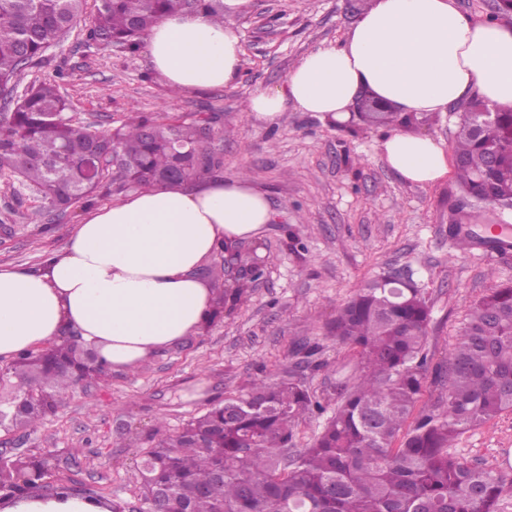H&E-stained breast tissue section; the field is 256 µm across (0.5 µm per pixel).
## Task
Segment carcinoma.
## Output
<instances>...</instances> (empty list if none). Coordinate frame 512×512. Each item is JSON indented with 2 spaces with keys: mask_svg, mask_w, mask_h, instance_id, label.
Here are the masks:
<instances>
[{
  "mask_svg": "<svg viewBox=\"0 0 512 512\" xmlns=\"http://www.w3.org/2000/svg\"><path fill=\"white\" fill-rule=\"evenodd\" d=\"M86 0H0V86L27 67L47 63V44L84 20ZM86 41L130 52L163 16L204 14L224 21V0H94ZM60 70L29 86L0 118V175L42 192L34 218L85 206L98 192L120 196L148 187L181 188L221 172L220 116L201 120L129 112L103 132L65 115ZM430 115L384 108L359 113L376 128H411ZM461 198L492 206L512 201V112L483 101L465 104L454 139ZM448 198V237L462 209ZM253 280L224 289L218 309L247 301ZM430 309L420 290L384 278L368 281L346 302L328 333L362 356L360 374L336 385V407L312 447L288 449L299 420L326 406L290 375L255 383L160 440L144 457L143 501L162 492V512H500L503 478L448 453L454 440L512 411V282L477 299L448 360L434 380L447 387L440 404L412 417L429 369ZM66 340L47 355L21 353L6 372L21 389L13 419L27 425L61 407L67 391L105 375ZM408 430H403L409 418ZM52 452L0 460L8 500L49 487Z\"/></svg>",
  "mask_w": 512,
  "mask_h": 512,
  "instance_id": "1",
  "label": "carcinoma"
}]
</instances>
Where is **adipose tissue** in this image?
Here are the masks:
<instances>
[{
  "mask_svg": "<svg viewBox=\"0 0 512 512\" xmlns=\"http://www.w3.org/2000/svg\"><path fill=\"white\" fill-rule=\"evenodd\" d=\"M247 0H224V20L162 17L146 46L167 85L196 92L232 84L242 45L234 19ZM402 112L437 113L477 96L512 109V27L476 22L454 0H371L346 37L303 56L283 85L255 92L248 112L276 121L288 107L346 121L361 94ZM382 157L402 178L433 184L448 152L426 135L390 130ZM275 213L246 178L148 188L95 209L43 266L0 265V362L48 348L63 332L134 371L197 333L213 292L201 275L221 246L258 235ZM0 512H109L79 498H26Z\"/></svg>",
  "mask_w": 512,
  "mask_h": 512,
  "instance_id": "1",
  "label": "adipose tissue"
}]
</instances>
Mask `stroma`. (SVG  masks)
Masks as SVG:
<instances>
[{
	"label": "stroma",
	"instance_id": "1",
	"mask_svg": "<svg viewBox=\"0 0 512 512\" xmlns=\"http://www.w3.org/2000/svg\"><path fill=\"white\" fill-rule=\"evenodd\" d=\"M368 3L249 0L235 18L240 73L220 89L172 94L146 49L87 44L80 25L50 49L49 65L22 71L24 88L63 70L59 91L69 116L101 130L117 127L132 109L220 114L233 130L220 143L224 178L248 175L267 193L276 218L258 237L267 268L247 303L139 370L111 368L102 380L75 386L37 427L0 430V457L52 451L58 466L50 484L88 489L139 512L140 463L160 437L261 380L277 383L292 374L328 397L337 381L353 379L359 354L327 330L367 281L397 271L412 276L431 308L427 352L434 365L447 359L473 302L512 280V253L452 247L454 178L425 186L401 178L380 154L381 129L339 128L327 116L294 108L275 123L248 118L245 105L255 90L282 85L300 57L340 41ZM38 205L34 193L0 178V264L40 265L85 215L79 207L37 224L29 215ZM292 239L301 249L289 248ZM304 344L318 348L315 369L297 367ZM452 453L502 475L503 512H512V412L460 435Z\"/></svg>",
	"mask_w": 512,
	"mask_h": 512
}]
</instances>
